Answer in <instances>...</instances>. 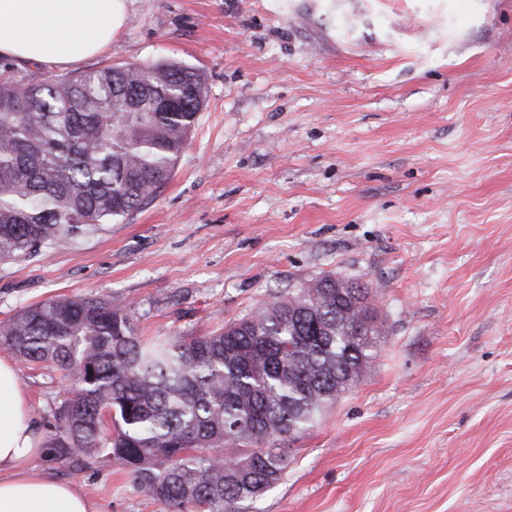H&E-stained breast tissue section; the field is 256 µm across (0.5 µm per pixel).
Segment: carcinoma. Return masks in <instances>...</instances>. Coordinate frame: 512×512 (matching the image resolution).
I'll return each mask as SVG.
<instances>
[{
    "mask_svg": "<svg viewBox=\"0 0 512 512\" xmlns=\"http://www.w3.org/2000/svg\"><path fill=\"white\" fill-rule=\"evenodd\" d=\"M204 98L177 62L50 79L1 67L0 262L125 219L171 178ZM383 336L368 286L334 275L191 338H144L84 296L0 321L1 347L71 382L56 453L128 468L162 512H241L276 486L278 442L365 377Z\"/></svg>",
    "mask_w": 512,
    "mask_h": 512,
    "instance_id": "carcinoma-1",
    "label": "carcinoma"
}]
</instances>
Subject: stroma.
<instances>
[{"mask_svg":"<svg viewBox=\"0 0 512 512\" xmlns=\"http://www.w3.org/2000/svg\"><path fill=\"white\" fill-rule=\"evenodd\" d=\"M81 70L193 67L172 178L123 222L0 264V320L81 294L202 336L335 274L388 334L286 439L245 512H512V0H129ZM38 464L102 512H161L120 464L59 459L61 372L17 364Z\"/></svg>","mask_w":512,"mask_h":512,"instance_id":"obj_1","label":"stroma"}]
</instances>
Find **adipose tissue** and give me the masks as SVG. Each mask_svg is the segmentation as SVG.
Instances as JSON below:
<instances>
[{
    "label": "adipose tissue",
    "instance_id": "obj_1",
    "mask_svg": "<svg viewBox=\"0 0 512 512\" xmlns=\"http://www.w3.org/2000/svg\"><path fill=\"white\" fill-rule=\"evenodd\" d=\"M127 0H0V59L70 68L107 50ZM41 434L14 363L0 356V512H98L73 484L34 463Z\"/></svg>",
    "mask_w": 512,
    "mask_h": 512
}]
</instances>
